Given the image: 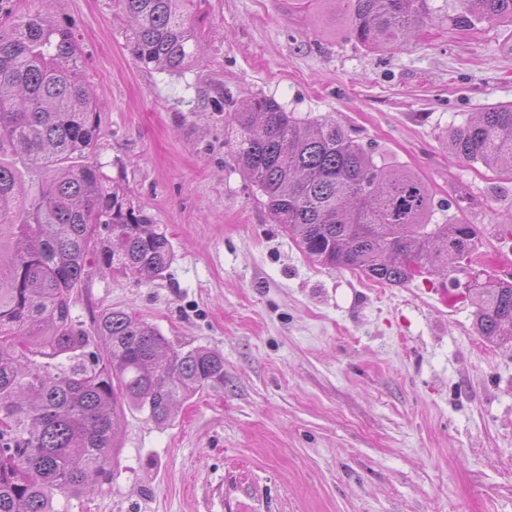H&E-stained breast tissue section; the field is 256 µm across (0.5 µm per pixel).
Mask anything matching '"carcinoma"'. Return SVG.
<instances>
[{"mask_svg": "<svg viewBox=\"0 0 512 512\" xmlns=\"http://www.w3.org/2000/svg\"><path fill=\"white\" fill-rule=\"evenodd\" d=\"M22 2L0 0V512H62L57 496L109 479L125 410L169 423L179 401L224 382V357L179 349L121 309L103 311L91 332L73 320V290L91 267L147 283L169 271L173 247L122 176L92 160L101 109L73 26L51 11L55 0L36 13ZM321 2L349 38L382 51L404 47L429 22L512 25V0ZM193 5L112 0L130 21L133 57L171 75L196 58ZM216 107L273 223L318 263L401 286L445 258L451 273L472 256L474 226L432 223L448 203L414 171L378 163L336 119L301 117L265 96ZM448 140L460 161L512 180V104L477 113ZM466 292L478 335L511 340L512 282ZM97 339L104 350L90 349Z\"/></svg>", "mask_w": 512, "mask_h": 512, "instance_id": "cac0c4a2", "label": "carcinoma"}]
</instances>
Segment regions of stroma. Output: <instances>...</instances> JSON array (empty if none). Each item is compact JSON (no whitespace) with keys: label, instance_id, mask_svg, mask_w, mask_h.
Instances as JSON below:
<instances>
[{"label":"stroma","instance_id":"stroma-1","mask_svg":"<svg viewBox=\"0 0 512 512\" xmlns=\"http://www.w3.org/2000/svg\"><path fill=\"white\" fill-rule=\"evenodd\" d=\"M197 62L143 67L110 0H62L119 163L175 260L148 283L92 270L72 315L122 309L224 357V381L160 426L126 410L108 483L68 512H512V342L475 330L448 275L391 286L321 265L273 223L224 144L220 92L334 117L477 225L472 268L508 252L512 180L455 158L448 131L512 103V28L428 25L364 48L320 0H195Z\"/></svg>","mask_w":512,"mask_h":512}]
</instances>
